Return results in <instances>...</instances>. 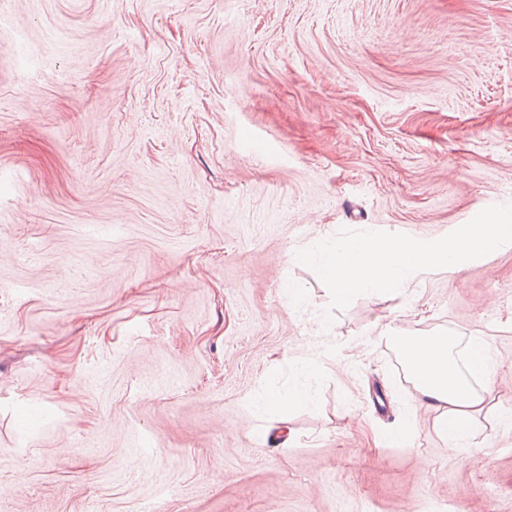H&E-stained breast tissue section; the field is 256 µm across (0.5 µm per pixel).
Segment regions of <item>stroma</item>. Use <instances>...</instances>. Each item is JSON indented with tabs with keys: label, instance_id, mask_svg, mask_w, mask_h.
<instances>
[{
	"label": "stroma",
	"instance_id": "1",
	"mask_svg": "<svg viewBox=\"0 0 512 512\" xmlns=\"http://www.w3.org/2000/svg\"><path fill=\"white\" fill-rule=\"evenodd\" d=\"M491 205L512 0H0V512H512V244L327 327L296 260ZM386 331L488 342L465 447Z\"/></svg>",
	"mask_w": 512,
	"mask_h": 512
}]
</instances>
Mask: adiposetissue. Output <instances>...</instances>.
<instances>
[{"label": "adipose tissue", "mask_w": 512, "mask_h": 512, "mask_svg": "<svg viewBox=\"0 0 512 512\" xmlns=\"http://www.w3.org/2000/svg\"><path fill=\"white\" fill-rule=\"evenodd\" d=\"M409 380L423 403L436 414L434 428L455 445L468 439L476 417L484 409L488 388H475L473 380L487 377L491 355L477 336L467 340V377H460L453 362L456 337L445 334H417L395 337Z\"/></svg>", "instance_id": "1"}]
</instances>
